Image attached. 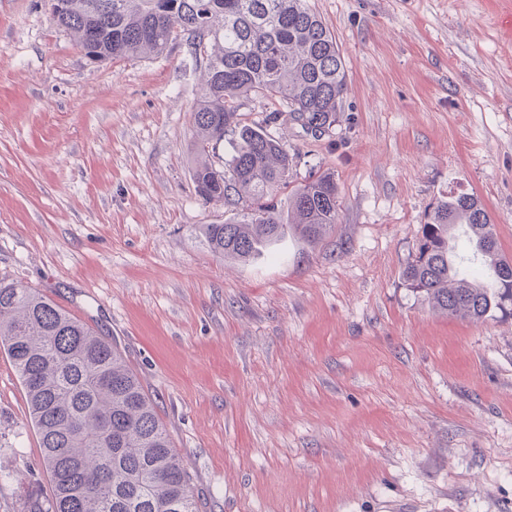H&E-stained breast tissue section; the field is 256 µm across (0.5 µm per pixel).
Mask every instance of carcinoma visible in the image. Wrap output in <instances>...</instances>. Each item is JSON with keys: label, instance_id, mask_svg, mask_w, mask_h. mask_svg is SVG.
I'll return each mask as SVG.
<instances>
[{"label": "carcinoma", "instance_id": "1", "mask_svg": "<svg viewBox=\"0 0 512 512\" xmlns=\"http://www.w3.org/2000/svg\"><path fill=\"white\" fill-rule=\"evenodd\" d=\"M54 18L80 52L91 17L108 63L159 56L177 41L206 49L204 87L192 112V179L206 203L244 208L242 220L208 224L210 250L251 261L287 237L316 247L337 224L335 175L290 186L292 158L272 133L287 112L312 135L336 126L346 63L335 35L309 0H68ZM258 97L260 121L240 112ZM232 133L220 170L210 161ZM290 188L287 211L271 197ZM465 237L476 256L463 265ZM491 216L474 194L439 200L421 225L405 282L441 312L480 322L512 314V268ZM0 350L25 389L29 419L43 448L52 497L27 512H196L191 477L172 448L151 399L120 352L38 289L0 279Z\"/></svg>", "mask_w": 512, "mask_h": 512}]
</instances>
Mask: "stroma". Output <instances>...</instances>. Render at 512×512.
Here are the masks:
<instances>
[{"label":"stroma","mask_w":512,"mask_h":512,"mask_svg":"<svg viewBox=\"0 0 512 512\" xmlns=\"http://www.w3.org/2000/svg\"><path fill=\"white\" fill-rule=\"evenodd\" d=\"M344 54L332 133L274 132L341 207L316 247L250 263L204 227L185 45L90 63L45 0H0V277L118 348L192 479L197 512H512V316L434 310L402 273L448 193L512 259V0H310ZM0 352V512L50 497Z\"/></svg>","instance_id":"35a3bbf8"}]
</instances>
